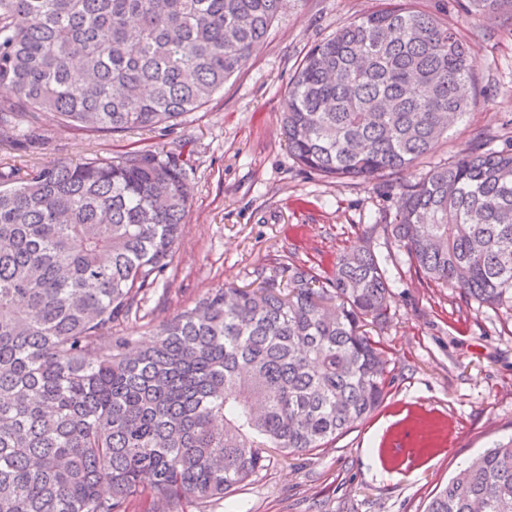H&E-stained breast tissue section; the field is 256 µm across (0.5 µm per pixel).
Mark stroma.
I'll return each mask as SVG.
<instances>
[{
	"label": "stroma",
	"mask_w": 512,
	"mask_h": 512,
	"mask_svg": "<svg viewBox=\"0 0 512 512\" xmlns=\"http://www.w3.org/2000/svg\"><path fill=\"white\" fill-rule=\"evenodd\" d=\"M380 3L286 0L245 67L169 129L93 137L49 121L33 151L0 142V163L20 178L94 154L192 148L189 215L146 317L120 325L128 336L149 335L217 288L283 282L292 267L324 281L337 255L361 246L386 258L388 320L368 329L387 362L379 408L326 448L272 453L266 470L211 512H425L456 471L512 434V311L430 282L386 230L404 185L456 159L476 136L496 150L512 141V6L479 14L469 0H414L470 47L477 97L413 167L368 183L328 178L298 164L282 135L288 88L307 52Z\"/></svg>",
	"instance_id": "obj_1"
}]
</instances>
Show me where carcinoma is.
Instances as JSON below:
<instances>
[{"instance_id":"obj_1","label":"carcinoma","mask_w":512,"mask_h":512,"mask_svg":"<svg viewBox=\"0 0 512 512\" xmlns=\"http://www.w3.org/2000/svg\"><path fill=\"white\" fill-rule=\"evenodd\" d=\"M284 0H0V141L43 120L114 134L203 109L264 41ZM475 101L446 23L384 3L336 30L288 88V149L323 176L411 167ZM183 151L134 149L0 167V512H209L271 450L326 447L380 404L387 319L369 249L327 285L226 286L140 340L190 201ZM391 235L424 277L512 310V147L474 143L403 188ZM425 512H512V439L459 470Z\"/></svg>"}]
</instances>
